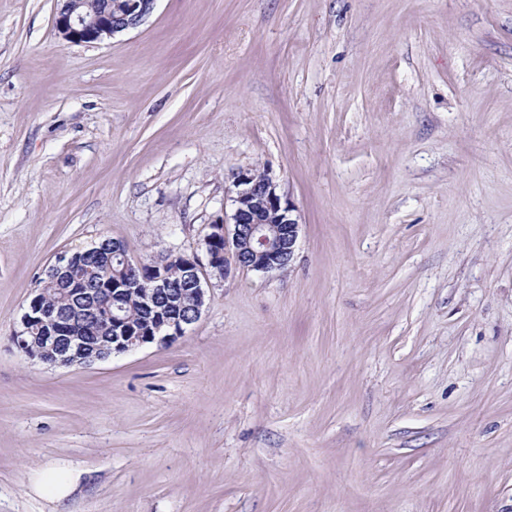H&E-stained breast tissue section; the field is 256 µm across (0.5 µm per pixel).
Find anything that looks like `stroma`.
I'll use <instances>...</instances> for the list:
<instances>
[{
    "label": "stroma",
    "mask_w": 512,
    "mask_h": 512,
    "mask_svg": "<svg viewBox=\"0 0 512 512\" xmlns=\"http://www.w3.org/2000/svg\"><path fill=\"white\" fill-rule=\"evenodd\" d=\"M56 8L0 0V512H512V0H157L83 44ZM243 169L289 267L166 345L15 347L58 254H201ZM79 478L75 471L61 467H47L34 474L31 490L38 496L61 503L72 492Z\"/></svg>",
    "instance_id": "stroma-1"
}]
</instances>
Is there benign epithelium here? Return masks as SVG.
Segmentation results:
<instances>
[{"instance_id": "obj_1", "label": "benign epithelium", "mask_w": 512, "mask_h": 512, "mask_svg": "<svg viewBox=\"0 0 512 512\" xmlns=\"http://www.w3.org/2000/svg\"><path fill=\"white\" fill-rule=\"evenodd\" d=\"M154 4L155 0H57L54 25L58 35L70 43H94L140 26L152 13ZM232 186L234 210L230 220L209 225L210 232L203 238L207 262L197 255L168 253L145 264L134 259L128 249L115 246L114 254L128 273L147 267L153 275V287L141 297L143 308L153 313L145 327L133 329L119 309L98 306L93 310V320L106 325L109 342L91 347L82 337L67 334L66 326L82 314L49 310L32 300L13 333L15 345L26 351L28 337L37 331L42 345L40 362L70 366L91 364L152 343H171L201 318L208 275L225 278L233 265L261 272L287 266L299 234V222L293 216L296 205L278 193L277 184L267 171L241 170L234 174ZM93 253L91 248L58 256L46 278L58 282L81 264L83 257ZM171 262L179 263L184 270L185 295L165 291L166 269Z\"/></svg>"}]
</instances>
